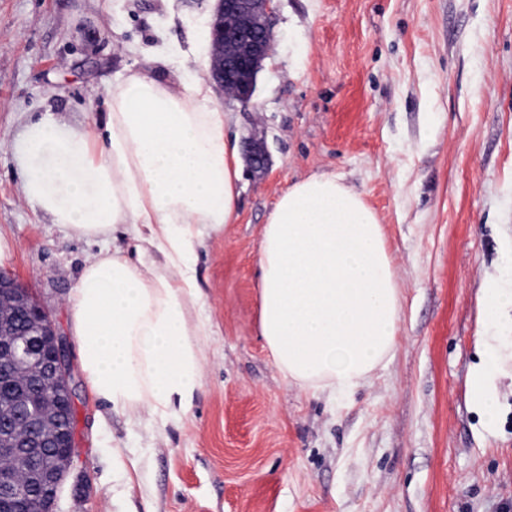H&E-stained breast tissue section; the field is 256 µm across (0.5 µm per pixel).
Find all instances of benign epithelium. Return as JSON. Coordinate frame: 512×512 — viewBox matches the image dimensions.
Masks as SVG:
<instances>
[{
	"label": "benign epithelium",
	"mask_w": 512,
	"mask_h": 512,
	"mask_svg": "<svg viewBox=\"0 0 512 512\" xmlns=\"http://www.w3.org/2000/svg\"><path fill=\"white\" fill-rule=\"evenodd\" d=\"M211 25L208 78L219 91L227 84L239 90L235 99L248 108L262 62L273 50L270 20L273 0H216ZM23 323L19 330L0 327V364L29 363L25 383L16 395L32 420L51 416L58 428L41 436L21 434L0 419V512H55L58 490L78 453L76 389L69 341L49 313L14 277L0 272V315ZM51 453L55 464L25 477L22 458L37 460Z\"/></svg>",
	"instance_id": "obj_1"
}]
</instances>
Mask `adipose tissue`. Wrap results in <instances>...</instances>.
<instances>
[{
  "label": "adipose tissue",
  "mask_w": 512,
  "mask_h": 512,
  "mask_svg": "<svg viewBox=\"0 0 512 512\" xmlns=\"http://www.w3.org/2000/svg\"><path fill=\"white\" fill-rule=\"evenodd\" d=\"M171 58L175 71L158 72ZM106 107L92 127L41 113L14 149L26 201L102 244L68 296L91 395L164 424L201 386L210 320L194 256L204 230L239 219L241 167L214 90L182 47L127 70L107 87ZM258 279L265 347L307 394L337 400L397 351L394 256L376 213L340 177L313 174L280 196Z\"/></svg>",
  "instance_id": "adipose-tissue-1"
}]
</instances>
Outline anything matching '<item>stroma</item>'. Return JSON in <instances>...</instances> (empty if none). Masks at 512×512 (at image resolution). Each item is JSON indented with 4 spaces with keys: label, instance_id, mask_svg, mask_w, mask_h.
<instances>
[{
    "label": "stroma",
    "instance_id": "1",
    "mask_svg": "<svg viewBox=\"0 0 512 512\" xmlns=\"http://www.w3.org/2000/svg\"><path fill=\"white\" fill-rule=\"evenodd\" d=\"M212 0H0V270L64 333L94 248L34 211L11 145L36 112L94 126L106 87L159 41L188 46ZM249 108L216 102L242 165L239 223L204 235L202 386L153 424L77 389L79 450L60 512H512V357L470 398L478 337L512 345V0H277ZM261 150L266 168L252 167ZM333 173L376 212L402 293L401 345L333 403L277 371L259 334L263 226ZM481 302L484 318L486 321H490L502 307L512 304V294L504 292L501 288H496L494 283L489 281L488 287L484 288ZM472 396L475 405L489 417H492L495 410L491 391L485 385L484 375L481 370H478L474 377Z\"/></svg>",
    "mask_w": 512,
    "mask_h": 512
}]
</instances>
